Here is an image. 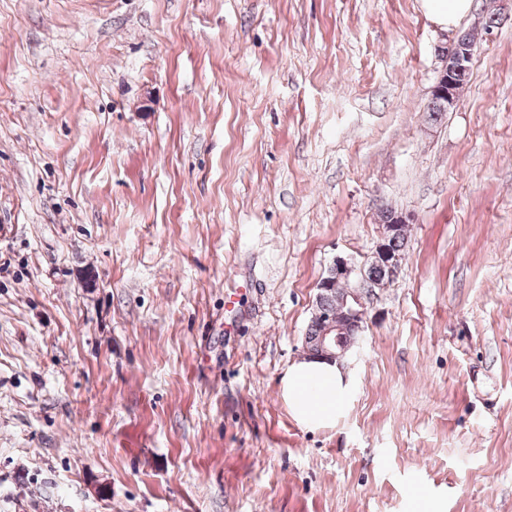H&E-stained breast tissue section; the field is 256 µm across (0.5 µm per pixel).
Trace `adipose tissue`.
I'll use <instances>...</instances> for the list:
<instances>
[{
  "mask_svg": "<svg viewBox=\"0 0 512 512\" xmlns=\"http://www.w3.org/2000/svg\"><path fill=\"white\" fill-rule=\"evenodd\" d=\"M346 385L336 363L303 359L285 377L284 396L293 417L306 426L328 425L344 405Z\"/></svg>",
  "mask_w": 512,
  "mask_h": 512,
  "instance_id": "1",
  "label": "adipose tissue"
}]
</instances>
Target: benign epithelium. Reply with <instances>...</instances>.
<instances>
[{"label": "benign epithelium", "instance_id": "benign-epithelium-1", "mask_svg": "<svg viewBox=\"0 0 512 512\" xmlns=\"http://www.w3.org/2000/svg\"><path fill=\"white\" fill-rule=\"evenodd\" d=\"M474 46L458 36L448 45L439 48L438 57L441 68L432 88L431 96L448 100V107L457 104L460 87L470 71ZM404 256L392 252L385 241L377 242L371 254V265L381 269L389 278H394L401 268ZM330 275L322 279L318 291H326L333 285L341 287L347 296L343 300V308L328 317V321L320 336V356L338 360L346 355L349 346L345 344V336L349 327L359 325L364 320L365 302L363 293L347 287L352 275L362 274L364 270L343 257H337L330 266Z\"/></svg>", "mask_w": 512, "mask_h": 512}]
</instances>
